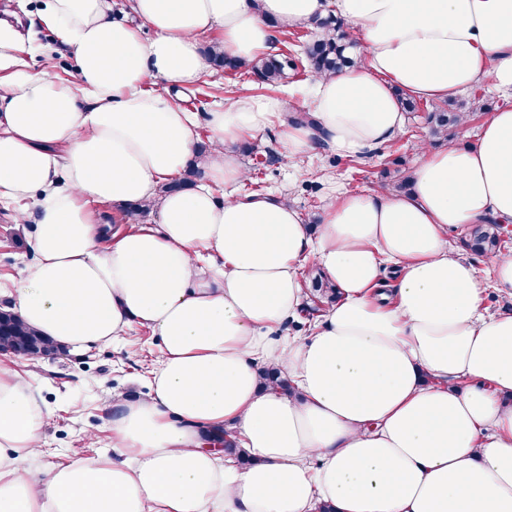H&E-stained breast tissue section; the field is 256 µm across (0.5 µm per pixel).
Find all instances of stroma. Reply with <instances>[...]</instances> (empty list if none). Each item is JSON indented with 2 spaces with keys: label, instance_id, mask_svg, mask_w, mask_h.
<instances>
[{
  "label": "stroma",
  "instance_id": "1",
  "mask_svg": "<svg viewBox=\"0 0 512 512\" xmlns=\"http://www.w3.org/2000/svg\"><path fill=\"white\" fill-rule=\"evenodd\" d=\"M45 0H0V20L14 29L10 54L23 59L31 69L46 71L61 82L75 77L74 62L68 51L54 43L52 33L42 20ZM313 78L305 66L288 71L278 89H259L247 74L231 75L212 67L196 85L172 93L174 103L205 117L222 106L225 95L286 99L303 105ZM426 110L408 114L401 132L382 145L369 158L349 161L330 147L322 145L311 154L288 161L281 143L280 127L270 124L255 140L271 151L272 162L257 163L245 157L250 181L241 185L244 193L260 188L262 193L289 194L306 223H317L325 199L334 189L359 193L375 189L385 174L394 173L397 161L413 169L421 161L417 142H427L433 149L444 148V141L433 138L426 122ZM14 206L0 204V308L8 305L7 291L36 260L30 229L15 224ZM453 250L472 262L483 284L480 295L482 311L488 314L512 311V296L495 286L494 268L489 255L470 251L463 235L450 239ZM159 355V340L140 326L133 325L106 346L83 352L58 350L54 355L31 362L21 357L0 355V367L17 372L40 392L46 414L43 424L44 444L39 463L51 467L72 458L109 451L107 422L112 415L111 396L130 399L145 397L148 381Z\"/></svg>",
  "mask_w": 512,
  "mask_h": 512
}]
</instances>
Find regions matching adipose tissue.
<instances>
[{
    "instance_id": "adipose-tissue-1",
    "label": "adipose tissue",
    "mask_w": 512,
    "mask_h": 512,
    "mask_svg": "<svg viewBox=\"0 0 512 512\" xmlns=\"http://www.w3.org/2000/svg\"><path fill=\"white\" fill-rule=\"evenodd\" d=\"M330 10L363 52L316 78L303 123L287 103L231 99L208 112L202 155L192 113L143 88L193 86L201 35L249 60ZM43 19L77 72H21L0 92V202L38 253L11 308L75 352L134 324L161 347L150 393L112 397V454L49 469L38 396L0 369V512H512V312H481L448 239L512 223V0H47ZM484 82L505 105L465 148L420 147L405 192L336 195L312 229L289 196L239 190L237 147L272 120L289 160L321 138L363 158L405 125L395 90L443 100ZM192 167L205 185L159 195ZM111 201L160 221L95 223ZM311 261L338 299L311 335H280ZM386 265L401 271L391 296ZM225 429L253 465L208 441Z\"/></svg>"
}]
</instances>
